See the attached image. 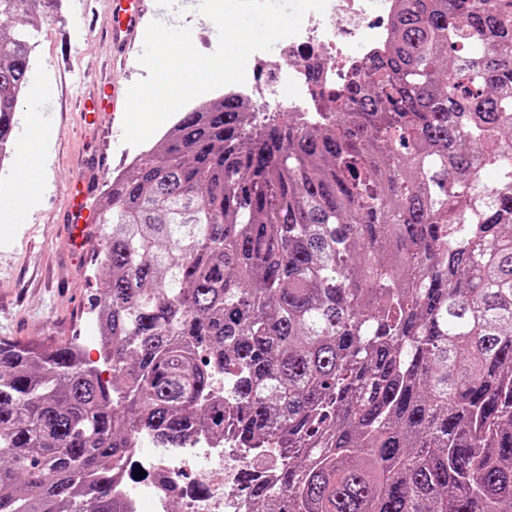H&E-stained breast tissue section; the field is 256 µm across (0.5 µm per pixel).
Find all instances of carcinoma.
<instances>
[{
	"label": "carcinoma",
	"mask_w": 512,
	"mask_h": 512,
	"mask_svg": "<svg viewBox=\"0 0 512 512\" xmlns=\"http://www.w3.org/2000/svg\"><path fill=\"white\" fill-rule=\"evenodd\" d=\"M58 4L0 0V152ZM392 34L308 121L222 95L112 178L101 365L0 337V512H122L132 435L228 429L280 452L253 512H512V0Z\"/></svg>",
	"instance_id": "1"
}]
</instances>
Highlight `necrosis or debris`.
<instances>
[{"label": "necrosis or debris", "mask_w": 512, "mask_h": 512, "mask_svg": "<svg viewBox=\"0 0 512 512\" xmlns=\"http://www.w3.org/2000/svg\"><path fill=\"white\" fill-rule=\"evenodd\" d=\"M400 0H328L325 13L309 12L300 32L279 41V53H253L244 84L234 93L258 112L317 111L315 89L305 72L318 66L324 85L343 83L365 67L390 40ZM253 460L229 439L199 433L188 447L160 448L139 437L114 467L112 494L126 512H252L236 490Z\"/></svg>", "instance_id": "4bbe7bcc"}]
</instances>
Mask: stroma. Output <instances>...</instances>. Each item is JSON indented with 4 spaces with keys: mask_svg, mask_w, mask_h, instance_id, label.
I'll return each mask as SVG.
<instances>
[{
    "mask_svg": "<svg viewBox=\"0 0 512 512\" xmlns=\"http://www.w3.org/2000/svg\"><path fill=\"white\" fill-rule=\"evenodd\" d=\"M186 0H150L148 21L201 31L195 47L213 52L218 43L214 22L187 9ZM112 55L102 0H61L56 18L39 22L34 65L18 108V133L30 127V108L42 106L46 184L25 207L22 220L0 231V337L18 341L75 338L98 361L100 346L90 302L100 279L94 270L99 242L85 252L72 250L64 217L63 194L82 157L97 151L102 137L74 108L85 69Z\"/></svg>",
    "mask_w": 512,
    "mask_h": 512,
    "instance_id": "stroma-1",
    "label": "stroma"
}]
</instances>
